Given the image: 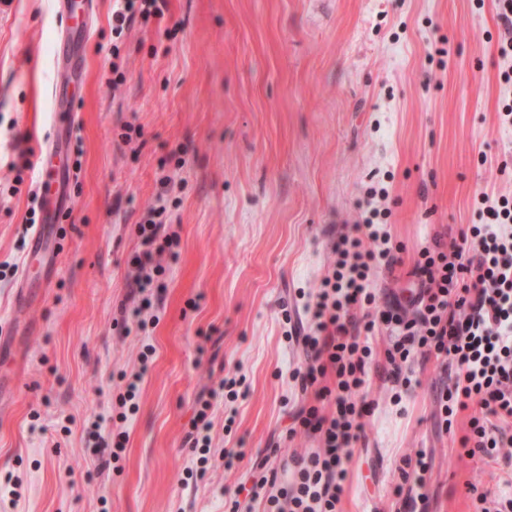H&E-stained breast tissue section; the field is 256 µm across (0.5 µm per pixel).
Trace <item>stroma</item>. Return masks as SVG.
Here are the masks:
<instances>
[{"instance_id": "1", "label": "stroma", "mask_w": 512, "mask_h": 512, "mask_svg": "<svg viewBox=\"0 0 512 512\" xmlns=\"http://www.w3.org/2000/svg\"><path fill=\"white\" fill-rule=\"evenodd\" d=\"M94 3L88 35L71 40L80 80L51 52L59 0L0 11V266L23 263L40 177L10 161L39 156L54 125L70 161L55 264L31 267L23 299L18 274L0 277V512H226L260 469L319 446L286 433L313 397L291 379L305 356L283 315L319 291L367 189L387 188L385 228L402 247L372 276L382 298L410 288L420 248L487 222L477 193L512 195V125L499 116L508 32L493 0H166L162 19L117 39L115 0ZM56 79L74 115L49 112ZM129 123L141 134L127 142ZM166 175L180 246L141 316L158 323L142 330L122 311L127 275ZM414 376L397 403L370 365L373 409L340 512H395L420 449L431 512H478L472 483L506 491L512 470L460 445L468 413L439 429V363ZM231 378L233 400L218 392ZM201 398L212 401L204 464L186 443ZM102 417L127 435L118 459L95 451Z\"/></svg>"}]
</instances>
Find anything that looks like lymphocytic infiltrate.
<instances>
[{
  "instance_id": "1",
  "label": "lymphocytic infiltrate",
  "mask_w": 512,
  "mask_h": 512,
  "mask_svg": "<svg viewBox=\"0 0 512 512\" xmlns=\"http://www.w3.org/2000/svg\"><path fill=\"white\" fill-rule=\"evenodd\" d=\"M477 201L487 205L490 223L421 249L411 272L412 289L389 296L379 310L369 275L398 261L396 246L380 229L387 211L365 210L352 233L338 239L332 274L285 332L307 358L292 377L301 392L316 398L292 418L301 431L318 436L322 446L289 458L282 470L292 476L289 485L278 486L274 471L254 476L247 502L232 500L229 512H251L261 498L265 512H336L350 449L363 431L362 390L373 354L368 338L378 329L390 336L388 381L411 386L412 366L437 360L447 372L437 398L442 430L452 432L458 415L470 411L460 440L465 454L512 463V196L492 200L482 193ZM165 213L164 198H157L137 230L140 250L129 284L131 298L138 301L137 316L149 305L147 290L166 273L162 257L176 256L180 245ZM329 373L335 376L331 387L322 383ZM325 399L332 400L333 413L319 408ZM430 468L426 452H417L395 488L399 512H430L425 490Z\"/></svg>"
}]
</instances>
